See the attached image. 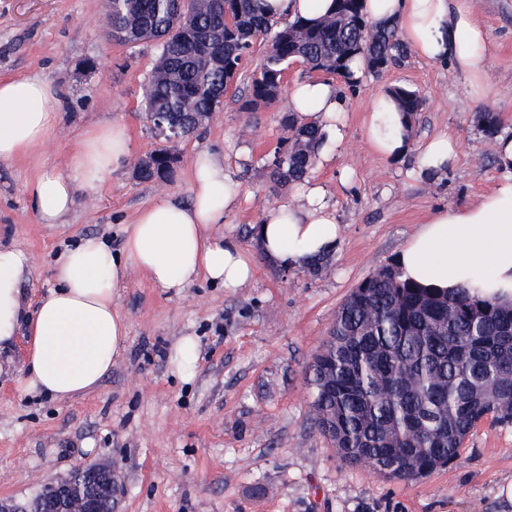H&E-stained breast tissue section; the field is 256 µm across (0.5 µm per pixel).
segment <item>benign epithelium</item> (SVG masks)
Returning <instances> with one entry per match:
<instances>
[{"label": "benign epithelium", "mask_w": 512, "mask_h": 512, "mask_svg": "<svg viewBox=\"0 0 512 512\" xmlns=\"http://www.w3.org/2000/svg\"><path fill=\"white\" fill-rule=\"evenodd\" d=\"M116 491L111 465L77 469L62 481L46 486L40 512H98L99 507L113 500Z\"/></svg>", "instance_id": "obj_1"}]
</instances>
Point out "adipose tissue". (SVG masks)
Listing matches in <instances>:
<instances>
[{
	"instance_id": "1",
	"label": "adipose tissue",
	"mask_w": 512,
	"mask_h": 512,
	"mask_svg": "<svg viewBox=\"0 0 512 512\" xmlns=\"http://www.w3.org/2000/svg\"><path fill=\"white\" fill-rule=\"evenodd\" d=\"M362 12L374 25L396 28L416 56L449 62L474 98L493 94L480 66L490 42L474 17L472 0H363ZM288 99L299 117L320 124L325 138L318 156L332 162L346 137L345 103L336 85L299 81L289 87ZM54 100L53 86L40 74L0 81V161L27 155L47 140L57 122ZM364 131L368 145L385 159L398 160L413 150L410 125L390 90H381L370 102ZM417 152L420 172L442 173L454 165L457 144L444 134ZM495 155L501 176L490 192L470 204L434 211L401 248L396 262L404 278L426 288H463L512 303V138H499ZM128 156L123 125L89 126L66 168H41L28 183L40 222L59 223L76 205L78 183L100 182ZM191 193L186 205L162 194L142 209L125 226L120 252L99 237L82 238L59 258L54 287L33 306L20 288L32 270L29 255L0 245V368L12 366L10 351L19 332L28 336L19 394L68 399L100 385L128 337L116 299L129 269L144 273L156 287L176 291L200 278L229 291L253 281L252 255L224 232V214L238 196L223 158L197 155ZM253 233L267 261L297 268L333 254L342 228L323 186L309 181L295 199L268 211Z\"/></svg>"
}]
</instances>
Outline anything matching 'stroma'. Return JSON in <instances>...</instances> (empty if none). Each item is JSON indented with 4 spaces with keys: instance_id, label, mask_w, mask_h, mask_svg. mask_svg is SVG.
<instances>
[{
    "instance_id": "stroma-1",
    "label": "stroma",
    "mask_w": 512,
    "mask_h": 512,
    "mask_svg": "<svg viewBox=\"0 0 512 512\" xmlns=\"http://www.w3.org/2000/svg\"><path fill=\"white\" fill-rule=\"evenodd\" d=\"M473 3L491 42L481 67L492 99L472 98L448 65L413 54L354 86L289 66L287 83L331 79L346 104L343 147L310 175L325 187L343 238L313 275L268 262L251 232L294 191L270 182L267 171L286 135L287 96L244 112L227 92L201 131L178 142L172 180L142 181L136 163L165 145L141 104L156 48L109 40L101 0H0V79L38 72L59 91L49 138L30 156L0 161V243L33 260L21 284L25 298L36 301L52 287L56 258L81 237H101L117 252L124 225L159 193L190 202V168L202 150L224 159L239 192L224 232L256 264L254 283L234 292L204 279L165 290L130 271L117 298L129 326L126 346L84 396H22L15 374L1 373L0 497L25 498L75 469L108 463L122 484L112 512H497L495 489L512 477V425L485 419L453 465L415 481L386 479L337 457L313 424L305 375L351 290L393 261L431 212L466 205L499 178L480 115L498 112L501 135L512 137V0ZM388 85L419 90L424 99L413 120L415 145L440 134L456 140L458 159L442 177L419 178L415 155L386 160L367 144V108ZM102 121L125 126L128 162L79 188L64 223H40L28 182L41 167H65L83 130ZM186 336L199 349L189 376L173 360Z\"/></svg>"
}]
</instances>
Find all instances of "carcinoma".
Listing matches in <instances>:
<instances>
[{
    "mask_svg": "<svg viewBox=\"0 0 512 512\" xmlns=\"http://www.w3.org/2000/svg\"><path fill=\"white\" fill-rule=\"evenodd\" d=\"M264 0H107L102 26L114 41L158 49L143 85L144 112L156 133L175 127L184 139L220 109L258 41L262 62L238 99L240 111L271 105L288 65L345 76L358 57L367 70L397 64L410 53L394 28H376L362 0H334L318 22L274 19ZM399 109L420 111L418 92L395 87ZM496 137L499 114H481ZM289 136L273 152L268 173L296 184L311 172L321 127L293 111L283 117ZM178 156L160 149L136 168L145 182L165 183ZM317 429L352 465L380 463L381 476L414 480L456 461L475 426L488 415L511 425L512 304L424 288L403 278L397 265L363 279L346 297L325 344L308 365Z\"/></svg>",
    "mask_w": 512,
    "mask_h": 512,
    "instance_id": "cac0c4a2",
    "label": "carcinoma"
}]
</instances>
